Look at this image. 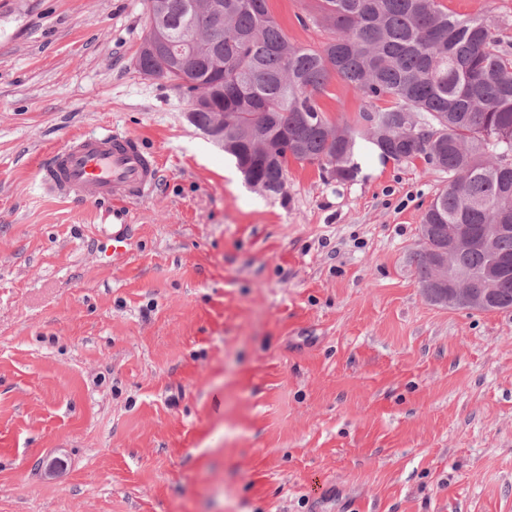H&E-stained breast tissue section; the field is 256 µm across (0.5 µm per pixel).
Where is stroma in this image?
I'll return each mask as SVG.
<instances>
[{
	"label": "stroma",
	"instance_id": "obj_1",
	"mask_svg": "<svg viewBox=\"0 0 512 512\" xmlns=\"http://www.w3.org/2000/svg\"><path fill=\"white\" fill-rule=\"evenodd\" d=\"M440 2L512 50V0ZM268 8L331 36L317 0ZM145 28V0H0V512H512V309L416 276L447 174L365 144L353 181L292 161L263 196L140 74ZM319 103L367 105L335 75ZM108 131L160 163L124 219L38 190Z\"/></svg>",
	"mask_w": 512,
	"mask_h": 512
}]
</instances>
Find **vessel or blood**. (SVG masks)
<instances>
[{
  "mask_svg": "<svg viewBox=\"0 0 512 512\" xmlns=\"http://www.w3.org/2000/svg\"><path fill=\"white\" fill-rule=\"evenodd\" d=\"M159 176L155 155L139 138L107 132L77 137L55 151L38 182L53 196L111 201L114 215L120 217L126 202L154 191Z\"/></svg>",
  "mask_w": 512,
  "mask_h": 512,
  "instance_id": "vessel-or-blood-1",
  "label": "vessel or blood"
}]
</instances>
